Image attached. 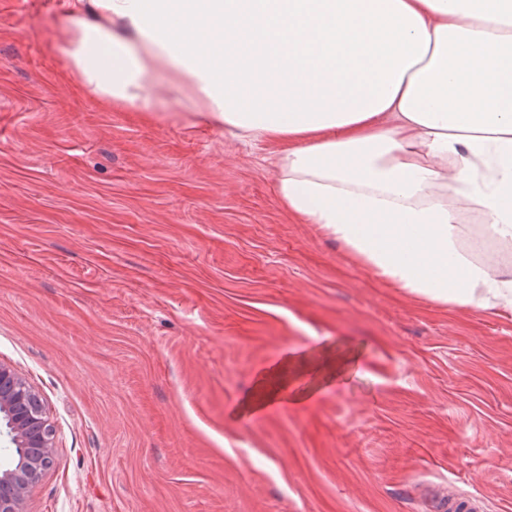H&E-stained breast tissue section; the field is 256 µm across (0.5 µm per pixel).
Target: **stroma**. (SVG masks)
Wrapping results in <instances>:
<instances>
[{"mask_svg": "<svg viewBox=\"0 0 512 512\" xmlns=\"http://www.w3.org/2000/svg\"><path fill=\"white\" fill-rule=\"evenodd\" d=\"M67 0H0V364L55 461L27 512H512V315L373 277L275 156L99 108Z\"/></svg>", "mask_w": 512, "mask_h": 512, "instance_id": "obj_1", "label": "stroma"}]
</instances>
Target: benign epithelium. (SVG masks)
I'll return each mask as SVG.
<instances>
[{
    "label": "benign epithelium",
    "instance_id": "1",
    "mask_svg": "<svg viewBox=\"0 0 512 512\" xmlns=\"http://www.w3.org/2000/svg\"><path fill=\"white\" fill-rule=\"evenodd\" d=\"M0 415L17 462L0 470V512H26L33 490L54 464L53 426L44 404L17 373L0 365Z\"/></svg>",
    "mask_w": 512,
    "mask_h": 512
}]
</instances>
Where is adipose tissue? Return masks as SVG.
<instances>
[{"instance_id":"1","label":"adipose tissue","mask_w":512,"mask_h":512,"mask_svg":"<svg viewBox=\"0 0 512 512\" xmlns=\"http://www.w3.org/2000/svg\"><path fill=\"white\" fill-rule=\"evenodd\" d=\"M103 108L186 99L273 146L276 191L378 279L512 313V0H70L56 43Z\"/></svg>"}]
</instances>
